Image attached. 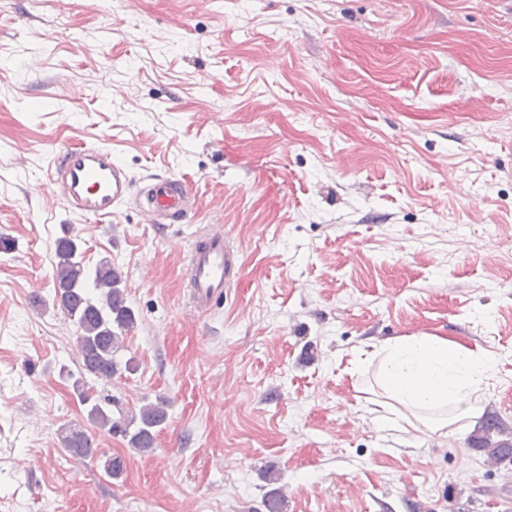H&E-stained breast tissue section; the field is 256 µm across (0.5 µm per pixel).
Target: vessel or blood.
<instances>
[{
	"mask_svg": "<svg viewBox=\"0 0 512 512\" xmlns=\"http://www.w3.org/2000/svg\"><path fill=\"white\" fill-rule=\"evenodd\" d=\"M50 181L80 212L100 219L114 214L132 195L141 199V214L147 223L175 215L185 216L190 197L183 179L154 176L144 188H136L125 166L113 157L110 147L80 145L60 152L49 174ZM239 271L238 254L229 245L221 224L201 231L187 255V280L191 306L206 312L230 287Z\"/></svg>",
	"mask_w": 512,
	"mask_h": 512,
	"instance_id": "obj_1",
	"label": "vessel or blood"
}]
</instances>
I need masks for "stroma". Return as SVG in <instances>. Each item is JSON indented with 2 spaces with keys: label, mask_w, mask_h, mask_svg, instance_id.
Masks as SVG:
<instances>
[{
  "label": "stroma",
  "mask_w": 512,
  "mask_h": 512,
  "mask_svg": "<svg viewBox=\"0 0 512 512\" xmlns=\"http://www.w3.org/2000/svg\"><path fill=\"white\" fill-rule=\"evenodd\" d=\"M507 125L512 0H0V512H265L273 487L287 512H512L476 427L375 424L366 359L420 332L491 352L482 411L512 426ZM91 143L136 182L187 180L192 211L73 210L49 166ZM213 221L240 270L196 315L186 255ZM66 226L138 315L105 391L167 400L149 454L59 374ZM74 424L120 479L64 450Z\"/></svg>",
  "instance_id": "1"
}]
</instances>
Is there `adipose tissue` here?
I'll list each match as a JSON object with an SVG mask.
<instances>
[{
	"mask_svg": "<svg viewBox=\"0 0 512 512\" xmlns=\"http://www.w3.org/2000/svg\"><path fill=\"white\" fill-rule=\"evenodd\" d=\"M377 379L382 399L376 404L378 424L401 423V410H431V432L450 421L476 419L482 383L493 369V355L472 351L436 335L408 336L380 349Z\"/></svg>",
	"mask_w": 512,
	"mask_h": 512,
	"instance_id": "obj_1",
	"label": "adipose tissue"
}]
</instances>
